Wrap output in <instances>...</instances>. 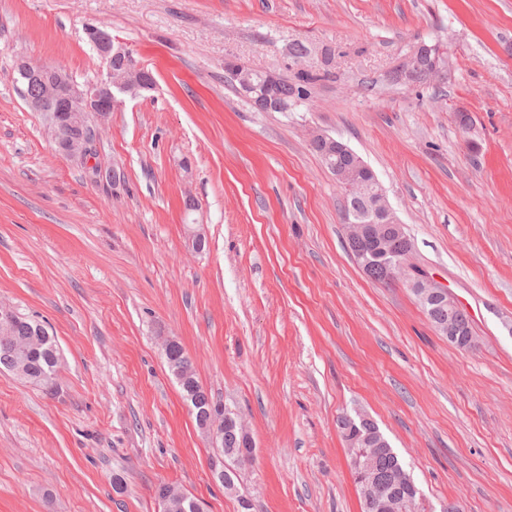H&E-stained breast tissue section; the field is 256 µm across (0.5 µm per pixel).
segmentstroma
<instances>
[{
	"label": "stroma",
	"instance_id": "1",
	"mask_svg": "<svg viewBox=\"0 0 512 512\" xmlns=\"http://www.w3.org/2000/svg\"><path fill=\"white\" fill-rule=\"evenodd\" d=\"M90 26L155 78L100 129L111 185L58 152L17 74L100 82ZM295 40L333 49L332 77L298 111H257L225 60L289 77ZM421 41L446 47L450 79L393 83ZM314 131L374 171L474 349L357 266ZM0 301L63 356L54 397L0 371V512H162L161 484L205 512H242V494L253 512H361L336 427L358 410L422 512H512V0H0ZM167 337L253 437L238 492L210 479Z\"/></svg>",
	"mask_w": 512,
	"mask_h": 512
}]
</instances>
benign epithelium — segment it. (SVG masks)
<instances>
[{
    "label": "benign epithelium",
    "instance_id": "1",
    "mask_svg": "<svg viewBox=\"0 0 512 512\" xmlns=\"http://www.w3.org/2000/svg\"><path fill=\"white\" fill-rule=\"evenodd\" d=\"M88 35L107 64V77L96 86L81 90L66 71L57 67L27 61L17 67L28 106L34 112L43 113L47 133L59 151L72 158H90L89 149L97 139L96 127L120 103L118 96L132 97L136 87L149 83V73L133 66L129 50L114 44L110 34L91 27ZM326 60L331 62L333 58L311 53L293 57L294 65L301 70L314 68ZM451 70L446 55L420 42L393 68L392 78L413 86L422 77L429 81L443 80ZM224 71L237 83L239 93L258 109L285 108L275 94L281 81L279 73L266 70L263 81L256 84L252 72L240 69L239 63L233 60L224 62ZM310 145L323 148L327 157H336L332 170L337 183L363 204L364 214H343L345 236L357 264L372 279L379 273L383 282L406 281L427 312L428 320L449 342L463 350L474 348L476 340L471 335L465 311L446 288L408 263L412 240L370 167L347 144L326 134H313ZM20 320L21 315L13 306L0 303V334L8 335ZM188 399L193 403L198 427L217 451L218 462L211 468L212 480L220 484L232 483L239 473L224 464V449L253 447L246 425L236 412L216 403L202 387L194 389ZM358 424L364 430L345 439V445L355 449L350 459L357 471L362 500L373 512H398L402 506L401 478L398 473L383 471L376 464L378 449L385 447V441L374 429L373 420L362 412L353 416L346 413L338 429L349 430Z\"/></svg>",
    "mask_w": 512,
    "mask_h": 512
}]
</instances>
